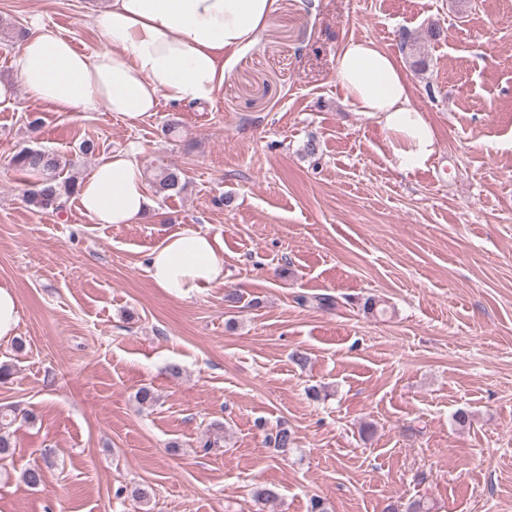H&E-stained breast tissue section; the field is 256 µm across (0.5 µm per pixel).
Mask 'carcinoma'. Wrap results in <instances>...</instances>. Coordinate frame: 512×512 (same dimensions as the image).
Instances as JSON below:
<instances>
[{
	"mask_svg": "<svg viewBox=\"0 0 512 512\" xmlns=\"http://www.w3.org/2000/svg\"><path fill=\"white\" fill-rule=\"evenodd\" d=\"M399 45L402 51L412 58V64L418 71L427 69V61L419 40L412 33L404 31L400 35ZM11 163L25 176H36L38 180L28 184L26 201L33 208L46 211H59L63 208L64 200L79 190L78 183L72 177L60 179L65 168L59 154L43 148H24L17 152ZM183 172L177 167H165L159 170L152 182L154 192L166 196L183 188ZM12 420L8 414L0 411V458H6L13 453L9 432L6 431ZM268 442L275 448L285 450L294 443V433L286 426H278L268 435ZM21 481L28 487L37 489L44 483L43 469L34 465L25 469L20 475ZM277 497V493L267 487L255 490L253 498L255 512H265L266 505Z\"/></svg>",
	"mask_w": 512,
	"mask_h": 512,
	"instance_id": "cac0c4a2",
	"label": "carcinoma"
}]
</instances>
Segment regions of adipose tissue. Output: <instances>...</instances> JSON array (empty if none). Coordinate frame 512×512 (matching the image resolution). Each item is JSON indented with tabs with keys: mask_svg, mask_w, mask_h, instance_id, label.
Wrapping results in <instances>:
<instances>
[{
	"mask_svg": "<svg viewBox=\"0 0 512 512\" xmlns=\"http://www.w3.org/2000/svg\"><path fill=\"white\" fill-rule=\"evenodd\" d=\"M275 0H109L90 24L102 44L91 53L30 23L15 68L26 94L62 111L98 106L130 120L149 117L159 96L177 104L213 101L228 75L226 52L250 47ZM336 81L357 111L377 117L399 170L427 165L437 151L432 126L415 103L399 63L375 41L348 39ZM137 145L102 158L79 187L97 224H140L153 207ZM147 273L170 296L189 299L224 281L217 240L190 226L168 234L148 255Z\"/></svg>",
	"mask_w": 512,
	"mask_h": 512,
	"instance_id": "obj_1",
	"label": "adipose tissue"
}]
</instances>
